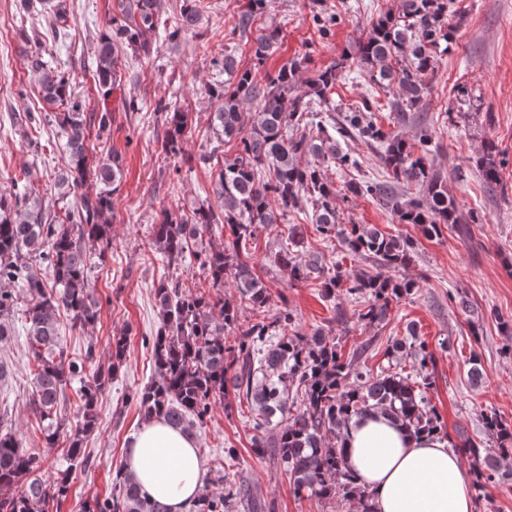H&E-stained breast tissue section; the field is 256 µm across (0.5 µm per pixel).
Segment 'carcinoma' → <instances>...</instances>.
I'll return each mask as SVG.
<instances>
[{
    "label": "carcinoma",
    "mask_w": 512,
    "mask_h": 512,
    "mask_svg": "<svg viewBox=\"0 0 512 512\" xmlns=\"http://www.w3.org/2000/svg\"><path fill=\"white\" fill-rule=\"evenodd\" d=\"M268 0H248L232 34L245 37L266 9ZM452 0H401L398 12L372 22L368 35L356 45L358 62L368 80L393 91L390 109L401 123L420 118L430 91L426 77L433 70V54L446 53L455 41L448 23ZM119 15L94 46L91 72L103 98L96 112L86 111L75 81L50 65L42 50L26 52L25 65L38 77L39 93L49 106L44 112H15V127H53L63 140L66 167L55 172L60 199L75 195L76 205L64 215L47 210L39 195L7 197L0 193V340L17 313L19 296L26 300L23 317L34 386L30 404L39 413L45 444H66L68 466L49 480L42 476L43 460L28 452L12 424L0 414V512H48L49 503L68 498L70 470L88 464L83 444L98 421L97 405L105 388L117 378L126 360V334L112 336L110 363L97 364L94 346L78 360L69 359L58 341L59 309H66L83 327L96 324L100 301L89 286L92 251L104 256L112 224V193L121 176V156L94 158L90 131L110 134L112 92L121 88V57L138 58L152 51L150 36L170 44L193 31L209 8L205 0H181L179 11L163 17L157 0H119ZM53 29L67 25L64 8L50 6L42 15ZM281 42V31L260 28L253 40V66L241 69L234 55L214 58L211 65L227 79L208 86L214 103L212 126L216 144L199 161L208 163L224 144L236 142V154L224 158L213 192L218 208L201 205L188 218L168 213L153 225L155 250L168 265L187 256L196 260L203 281L179 277L161 279L153 288L160 325L145 339L150 346L155 378L134 394L142 421L159 418L174 428L203 427L213 405L234 392L254 412L252 452L273 457L288 473L293 492L321 501L340 498L357 512H374L372 494L358 483L347 464L345 441L355 417L381 412L415 436L448 438L444 419L432 405L428 390L433 364L427 341L416 334L395 339L387 350L395 369L373 374L342 360L338 342L321 329L311 336L296 331V316L288 302L271 317L269 290L254 270L248 241L259 231L285 236L273 263L291 282L321 280L326 297L340 291L367 298L359 321L380 325L393 302L414 294L417 283L405 277L370 274L358 267L325 264L323 256L304 247L301 225L280 224L291 211L311 206L314 231L322 239H340L354 256L382 268L400 271L413 258V242L389 235L371 224L340 221L339 200L367 198L388 211L399 224H416L428 238H438L446 224H460L454 201L448 197L439 172L429 163L430 134L418 142L387 132L373 120L372 101L346 112L338 121V137H353L382 148V179H351L342 189L330 181L324 167L353 164L342 152L338 137L316 120L313 106L328 104L341 63L318 71L299 90L302 61L294 60L274 72L265 64ZM264 71L263 77L257 72ZM154 111L165 116L161 149L169 156L183 152L191 113L159 99ZM498 147L484 144L480 173L487 187H500ZM216 225L227 233L224 245L194 250L200 232ZM232 279L239 292L235 302L221 294ZM252 312L244 331L226 333L239 323L240 306ZM411 360V371L401 361ZM83 384L76 391L78 410L72 425L59 403L70 379ZM490 450L469 438L462 450L469 454L478 498L492 504L488 489L512 474L503 461L512 456V425L495 410L482 417ZM206 483L224 484L217 494L208 488L190 504L188 512H263L252 484L233 472L208 470ZM81 512H170L119 466L111 494L85 502Z\"/></svg>",
    "instance_id": "1"
}]
</instances>
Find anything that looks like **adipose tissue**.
<instances>
[{
    "label": "adipose tissue",
    "mask_w": 512,
    "mask_h": 512,
    "mask_svg": "<svg viewBox=\"0 0 512 512\" xmlns=\"http://www.w3.org/2000/svg\"><path fill=\"white\" fill-rule=\"evenodd\" d=\"M346 446L375 512H472L471 478L447 441L410 436L376 414L351 421ZM197 447L195 435L154 419L132 437L124 466L171 512H185L202 488Z\"/></svg>",
    "instance_id": "obj_1"
}]
</instances>
